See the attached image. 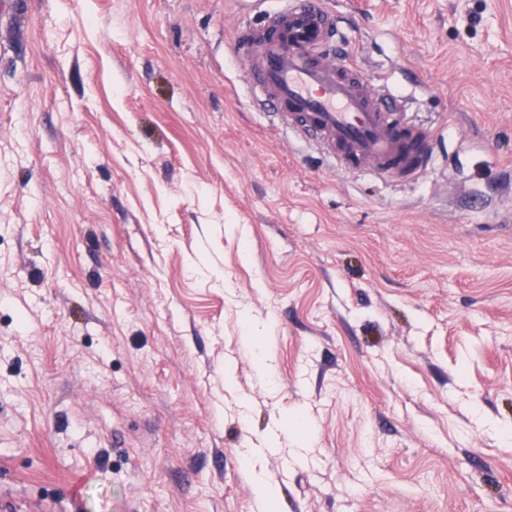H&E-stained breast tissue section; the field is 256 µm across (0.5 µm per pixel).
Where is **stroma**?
<instances>
[{"label":"stroma","instance_id":"obj_1","mask_svg":"<svg viewBox=\"0 0 512 512\" xmlns=\"http://www.w3.org/2000/svg\"><path fill=\"white\" fill-rule=\"evenodd\" d=\"M328 2L419 179L258 105L277 0L0 24V512L512 506V0Z\"/></svg>","mask_w":512,"mask_h":512}]
</instances>
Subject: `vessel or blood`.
I'll use <instances>...</instances> for the list:
<instances>
[{
    "mask_svg": "<svg viewBox=\"0 0 512 512\" xmlns=\"http://www.w3.org/2000/svg\"><path fill=\"white\" fill-rule=\"evenodd\" d=\"M343 42L322 0H280L263 31V51L234 52L248 63L258 100L289 130L351 172L417 178L431 162L430 137L398 115L395 97L335 61Z\"/></svg>",
    "mask_w": 512,
    "mask_h": 512,
    "instance_id": "obj_1",
    "label": "vessel or blood"
}]
</instances>
